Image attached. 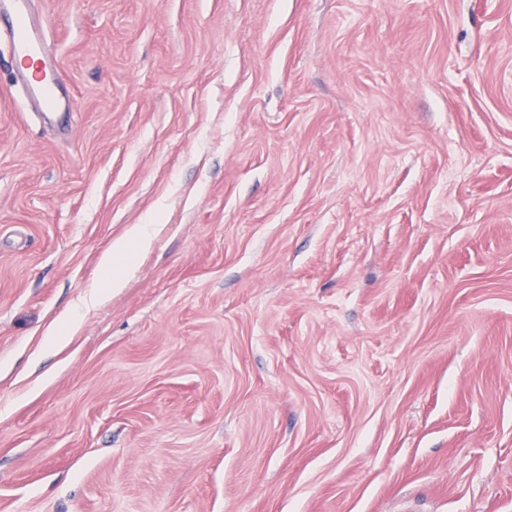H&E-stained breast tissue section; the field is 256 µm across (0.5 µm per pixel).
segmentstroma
Masks as SVG:
<instances>
[{
  "label": "stroma",
  "mask_w": 512,
  "mask_h": 512,
  "mask_svg": "<svg viewBox=\"0 0 512 512\" xmlns=\"http://www.w3.org/2000/svg\"><path fill=\"white\" fill-rule=\"evenodd\" d=\"M36 9L75 110L0 52V512H512V0ZM152 224H135L127 233L114 241L111 249L100 259L102 268L107 272V288H120L122 276L113 274L112 269L127 267L135 250L148 247L153 240Z\"/></svg>",
  "instance_id": "35a3bbf8"
}]
</instances>
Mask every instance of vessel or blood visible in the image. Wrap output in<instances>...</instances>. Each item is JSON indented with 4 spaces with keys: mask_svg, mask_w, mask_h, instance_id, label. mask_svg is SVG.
<instances>
[{
    "mask_svg": "<svg viewBox=\"0 0 512 512\" xmlns=\"http://www.w3.org/2000/svg\"><path fill=\"white\" fill-rule=\"evenodd\" d=\"M44 25L34 23L29 0H0V39L6 40L27 97L42 112H67L71 103L54 79L44 53Z\"/></svg>",
    "mask_w": 512,
    "mask_h": 512,
    "instance_id": "obj_1",
    "label": "vessel or blood"
}]
</instances>
